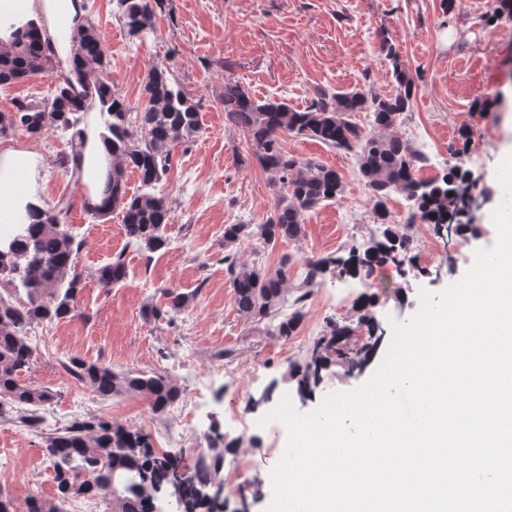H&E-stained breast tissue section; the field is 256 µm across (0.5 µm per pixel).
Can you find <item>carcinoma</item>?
Wrapping results in <instances>:
<instances>
[{
    "mask_svg": "<svg viewBox=\"0 0 512 512\" xmlns=\"http://www.w3.org/2000/svg\"><path fill=\"white\" fill-rule=\"evenodd\" d=\"M115 2L130 36L142 43L155 37V12L163 0ZM14 35L11 45H0V85L24 81L35 73L50 77V85L43 97L18 100L13 111L1 112L0 133L8 129L32 137L49 130L61 133L67 149L57 154L56 162L69 170L79 155L84 115L99 104L102 137L112 138V168L100 203L90 207L91 215L105 220L118 210L128 245L145 252L165 248L163 229L172 209L158 186L168 174L177 145L200 130L192 99L168 68L152 63L142 89L143 104L131 112L112 83L105 41L88 20L72 36L71 69L59 74L55 47L38 28L26 26ZM379 50L392 64L395 90L389 95L370 87L348 92L320 87L305 109L296 110L277 99L256 98L239 83L224 84L225 115L246 132L258 162L271 175L274 194L273 213L263 223L224 225L225 271L238 316L250 329L262 324L267 335L286 340L297 333L313 287L326 277L366 281L388 267L402 271L412 240L391 224L387 201L394 193L408 202L412 221L433 225L438 235L461 237L473 230L465 218L482 205L484 194L475 193L480 178L460 163L430 179L417 176L429 162L428 155L390 133L410 111L417 85L385 29ZM357 112L366 113L367 125L350 120ZM285 132L353 155L370 190L377 223L358 245L304 259V277L295 288L288 287L282 268H270L258 259L248 264L234 251L243 239H255L265 250L300 239L306 216L344 192L336 170L284 150ZM130 170L138 174L142 187L133 195L127 189ZM68 214L69 206L62 202L38 208L32 223L20 225L12 241L0 245V418L15 414L20 424L34 431L46 423L41 410L52 394L21 379L34 357L29 333L37 325L77 316L76 299L84 283L76 262L80 245L67 229ZM126 273L125 256L119 253L97 270L96 280L108 293ZM192 300L191 294L169 289L165 308L149 305L143 317L147 321L164 317L172 323ZM376 305L374 296L360 294L354 302L356 318L330 323L303 361L290 365L289 376L300 396L311 395L322 371L332 365L352 373L371 364L384 339L376 323ZM353 336L356 341L351 345ZM67 370L102 397H142L154 414L164 413L181 395L171 378L156 373L115 371L77 358L69 359ZM239 450L241 440L231 439L224 448L212 449L210 458L187 466L180 456L155 448L144 430L89 415L45 437L60 500L33 498L28 512H64L62 501L70 496L98 491L105 493L110 512H152V498L175 480L183 486L179 512H222L219 496L224 494V483L217 476L218 461L224 453Z\"/></svg>",
    "mask_w": 512,
    "mask_h": 512,
    "instance_id": "1",
    "label": "carcinoma"
}]
</instances>
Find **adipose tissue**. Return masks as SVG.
I'll list each match as a JSON object with an SVG mask.
<instances>
[{"label":"adipose tissue","instance_id":"1","mask_svg":"<svg viewBox=\"0 0 512 512\" xmlns=\"http://www.w3.org/2000/svg\"><path fill=\"white\" fill-rule=\"evenodd\" d=\"M84 21L82 0H0V43L27 23L42 25L61 55H68L74 29ZM112 159V144L95 128H88L80 150L76 177L89 203H99ZM35 150L0 149V239L10 236L15 224L28 223L27 208L38 200L30 185L37 174Z\"/></svg>","mask_w":512,"mask_h":512}]
</instances>
